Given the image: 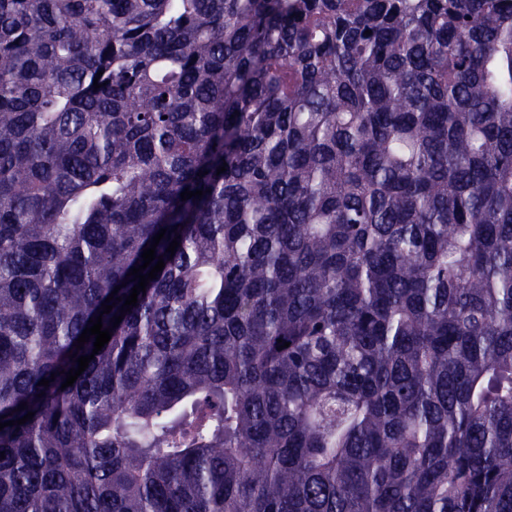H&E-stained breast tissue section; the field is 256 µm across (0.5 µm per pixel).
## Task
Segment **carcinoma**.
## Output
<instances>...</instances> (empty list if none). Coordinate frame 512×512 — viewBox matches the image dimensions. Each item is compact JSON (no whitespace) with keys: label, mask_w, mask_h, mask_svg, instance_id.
<instances>
[{"label":"carcinoma","mask_w":512,"mask_h":512,"mask_svg":"<svg viewBox=\"0 0 512 512\" xmlns=\"http://www.w3.org/2000/svg\"><path fill=\"white\" fill-rule=\"evenodd\" d=\"M30 411L0 512H512V0H0Z\"/></svg>","instance_id":"1"}]
</instances>
